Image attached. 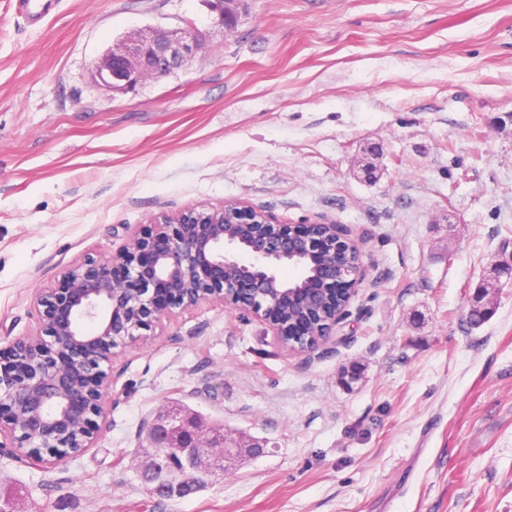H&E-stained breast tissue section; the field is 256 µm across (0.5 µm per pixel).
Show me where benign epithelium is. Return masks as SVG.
I'll use <instances>...</instances> for the list:
<instances>
[{
    "mask_svg": "<svg viewBox=\"0 0 512 512\" xmlns=\"http://www.w3.org/2000/svg\"><path fill=\"white\" fill-rule=\"evenodd\" d=\"M241 0H206L212 22L238 25ZM202 47L191 29L137 30L91 64L95 82L133 92L148 78L167 77ZM310 270L316 284L293 288L279 270ZM361 274L360 249L340 225L281 224L263 209L228 200L219 209H189L128 234L108 258L87 255L37 291L35 334L0 348V455L64 464L93 447L107 418L112 349L146 340L175 310L216 304L264 325L283 348L310 356L327 349L348 316ZM487 284H512V260L492 266ZM93 330L86 329V324ZM140 472L146 494L191 493L204 474L240 448L224 426L195 429L181 444L160 422L147 429ZM180 465L163 469L169 448Z\"/></svg>",
    "mask_w": 512,
    "mask_h": 512,
    "instance_id": "obj_1",
    "label": "benign epithelium"
}]
</instances>
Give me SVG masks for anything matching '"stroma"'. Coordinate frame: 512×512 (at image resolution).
Wrapping results in <instances>:
<instances>
[{
  "label": "stroma",
  "mask_w": 512,
  "mask_h": 512,
  "mask_svg": "<svg viewBox=\"0 0 512 512\" xmlns=\"http://www.w3.org/2000/svg\"><path fill=\"white\" fill-rule=\"evenodd\" d=\"M194 27L182 69L115 94L90 71L140 28ZM380 153L363 181L356 162ZM239 199L340 225L362 272L336 342L288 352L212 304L117 348L107 427L50 467L0 456L15 512H512V0H0V348L34 296L127 231ZM180 404L261 445L197 493L149 498L148 423ZM242 0H206L212 22L223 32H231L238 25L237 4Z\"/></svg>",
  "instance_id": "1"
}]
</instances>
